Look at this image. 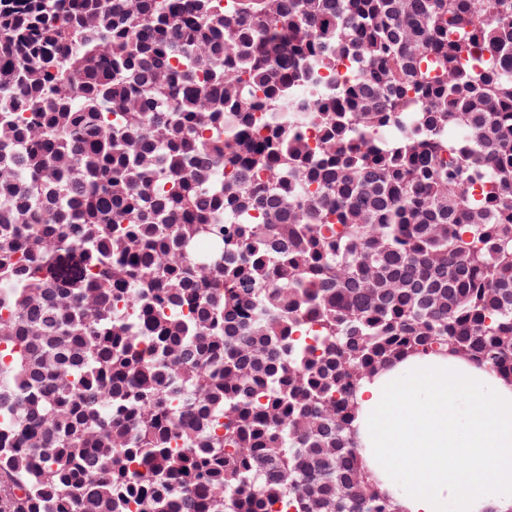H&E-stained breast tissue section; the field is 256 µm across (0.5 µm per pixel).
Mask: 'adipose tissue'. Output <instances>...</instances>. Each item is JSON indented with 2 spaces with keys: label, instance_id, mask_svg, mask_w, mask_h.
I'll use <instances>...</instances> for the list:
<instances>
[{
  "label": "adipose tissue",
  "instance_id": "1",
  "mask_svg": "<svg viewBox=\"0 0 512 512\" xmlns=\"http://www.w3.org/2000/svg\"><path fill=\"white\" fill-rule=\"evenodd\" d=\"M357 400L362 457L402 512H512V384L495 371L414 354Z\"/></svg>",
  "mask_w": 512,
  "mask_h": 512
}]
</instances>
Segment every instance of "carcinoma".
Listing matches in <instances>:
<instances>
[{"mask_svg":"<svg viewBox=\"0 0 512 512\" xmlns=\"http://www.w3.org/2000/svg\"><path fill=\"white\" fill-rule=\"evenodd\" d=\"M448 351L512 381V0H0V512H401L355 394Z\"/></svg>","mask_w":512,"mask_h":512,"instance_id":"cac0c4a2","label":"carcinoma"}]
</instances>
